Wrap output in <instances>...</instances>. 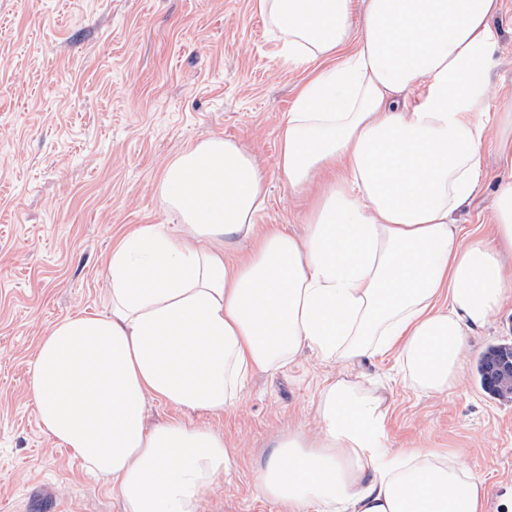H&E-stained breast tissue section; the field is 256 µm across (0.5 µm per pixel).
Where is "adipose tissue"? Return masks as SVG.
<instances>
[{"label":"adipose tissue","instance_id":"1","mask_svg":"<svg viewBox=\"0 0 512 512\" xmlns=\"http://www.w3.org/2000/svg\"><path fill=\"white\" fill-rule=\"evenodd\" d=\"M502 2L362 0L357 16L353 0H255L281 55L311 71L277 160L291 189L316 191L306 237L258 231L264 175L237 142L196 144L160 181L172 223L113 246L107 312L57 322L33 362L42 429L124 512H199L231 463L211 429L147 423V399L221 413L305 348L397 353L430 395L462 381L470 337L512 304V111L486 109ZM494 127L492 232L466 234L454 216L488 177ZM316 414L318 434L282 435L259 477L286 512H484L482 480L453 456L386 448L375 390L329 382Z\"/></svg>","mask_w":512,"mask_h":512}]
</instances>
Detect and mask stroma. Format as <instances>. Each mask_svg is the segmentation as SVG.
<instances>
[{
	"mask_svg": "<svg viewBox=\"0 0 512 512\" xmlns=\"http://www.w3.org/2000/svg\"><path fill=\"white\" fill-rule=\"evenodd\" d=\"M490 111L512 101V0L496 22ZM306 71L283 61L252 0H0V512H123L111 483L42 430L31 395L38 344L55 323L105 312V261L120 237L170 216L158 186L180 152L213 137L254 155L265 176L259 229L306 232L313 192L277 170L279 129ZM512 341V308L472 340L461 384L419 393L397 356L349 365L303 352L256 373L221 414L156 400L148 422L220 433L232 458L200 512H282L259 490L275 441L316 433L322 386L373 381L389 406L386 444L452 453L484 481L486 512L512 506V401L475 366ZM497 345V346H496ZM491 345L488 347L486 352L481 356L476 364V374L479 379V383L482 388L489 394L503 400L512 399V388L511 385L505 391L500 381L494 379L490 371V361L495 353L502 351L503 349L508 352L505 355L512 357V345Z\"/></svg>",
	"mask_w": 512,
	"mask_h": 512,
	"instance_id": "1",
	"label": "stroma"
}]
</instances>
